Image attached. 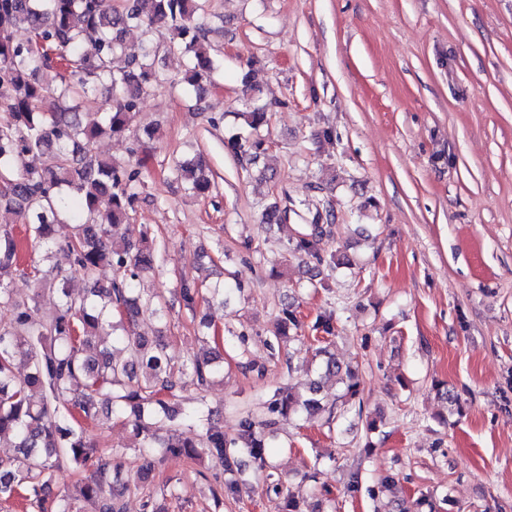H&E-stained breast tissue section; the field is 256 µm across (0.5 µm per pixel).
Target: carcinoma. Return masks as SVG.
Wrapping results in <instances>:
<instances>
[{
  "label": "carcinoma",
  "instance_id": "1",
  "mask_svg": "<svg viewBox=\"0 0 512 512\" xmlns=\"http://www.w3.org/2000/svg\"><path fill=\"white\" fill-rule=\"evenodd\" d=\"M200 0H125L115 9L109 0H0V201L12 207L24 226L27 243L45 253L47 263H33L35 280L58 295L51 317L36 299L19 301L12 279L19 270L21 244L13 227L0 226V309L9 323L0 326V438L14 439L17 456L0 457V501L22 495L36 512H126L129 488L121 460L124 448H106L88 426L112 419L131 428L142 459L144 512H163L158 496L177 495L176 486L153 487L155 467L168 457L211 472L213 512L224 501H238L244 475H262L274 495L277 512H301L299 492L283 488L272 464L281 420L302 413L326 415L332 424L350 413L362 415L358 367L325 358L307 391L286 385L274 390L255 410L242 413L238 432L216 427L214 410L201 394L223 375L222 356L178 362L162 336L131 333L141 313L167 317L173 304L137 288L159 261L148 230L132 243L115 236L128 210L145 188L138 169L102 156L98 141L122 136L143 97L165 77L154 68L158 45L154 30L172 34L170 48L185 58L183 78L196 104L204 100V82L220 63L213 57L209 30L196 22ZM142 30L135 50L124 40L127 30ZM23 29L27 38H15ZM110 91L108 107L93 119L80 111V100L99 86ZM245 127L230 138L236 156L259 162L266 148L252 131L267 122L264 106L241 113ZM175 171L193 195L210 186L201 158L175 163ZM69 227L63 242L57 227ZM318 224L300 232L285 249L318 266L336 270L349 265L347 255L323 245ZM116 276L104 284L100 266ZM79 277L86 288L71 289ZM242 292L239 286L185 282L174 301L195 311L198 302H217ZM335 311L319 313L316 333L335 335ZM301 321L297 307L283 306L274 336L293 339ZM333 377L336 401L319 397L321 379ZM192 387L200 398L186 409L170 404ZM233 475L220 480V475ZM66 477L62 494L51 486Z\"/></svg>",
  "mask_w": 512,
  "mask_h": 512
}]
</instances>
